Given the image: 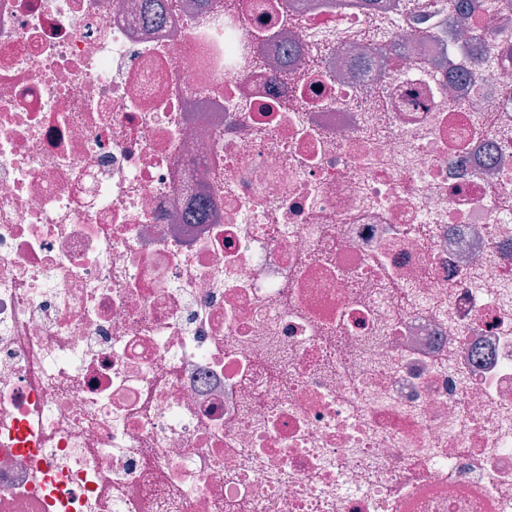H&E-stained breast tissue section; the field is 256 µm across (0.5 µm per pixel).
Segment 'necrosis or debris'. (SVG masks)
<instances>
[{
  "mask_svg": "<svg viewBox=\"0 0 512 512\" xmlns=\"http://www.w3.org/2000/svg\"><path fill=\"white\" fill-rule=\"evenodd\" d=\"M0 0V512H512V8Z\"/></svg>",
  "mask_w": 512,
  "mask_h": 512,
  "instance_id": "4bbe7bcc",
  "label": "necrosis or debris"
}]
</instances>
